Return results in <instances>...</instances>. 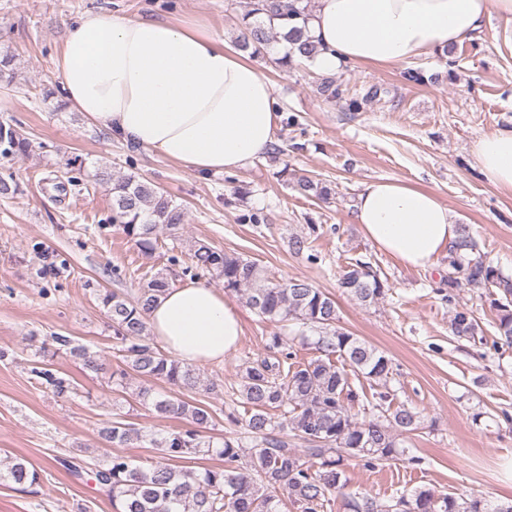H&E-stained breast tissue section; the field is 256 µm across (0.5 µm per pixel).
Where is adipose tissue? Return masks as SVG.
Masks as SVG:
<instances>
[{"label":"adipose tissue","mask_w":512,"mask_h":512,"mask_svg":"<svg viewBox=\"0 0 512 512\" xmlns=\"http://www.w3.org/2000/svg\"><path fill=\"white\" fill-rule=\"evenodd\" d=\"M492 13L512 21V0H313L309 31L321 50L310 65L319 72L345 62L402 66L470 40ZM58 68L69 104L100 131L197 173L242 169L275 140L271 82L194 20L85 15ZM471 154L488 184L512 190V128L478 137ZM352 221L410 270L457 236L437 193L399 179L366 184ZM148 326L185 364L223 361L243 334L236 307L200 282L168 289Z\"/></svg>","instance_id":"ef3b65f1"}]
</instances>
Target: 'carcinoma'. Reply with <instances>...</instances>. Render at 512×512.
Listing matches in <instances>:
<instances>
[{
    "label": "carcinoma",
    "instance_id": "obj_1",
    "mask_svg": "<svg viewBox=\"0 0 512 512\" xmlns=\"http://www.w3.org/2000/svg\"><path fill=\"white\" fill-rule=\"evenodd\" d=\"M249 22L242 32V48L261 51L284 40L290 44L282 63L308 60L318 50L308 34V0H250ZM33 144L21 127L0 123V156L25 155ZM112 194V222L122 228L143 251L155 250L158 230L172 240L169 263L182 265V274L192 279L211 275L223 282L224 291L235 293L258 316L271 322L294 321L316 333L313 342L318 356L307 363L297 355L288 337L275 331L268 337V355L247 358L242 363L241 396L250 408L241 418L232 410L225 417L243 425L244 439L253 452L245 453L242 442L226 438L214 446L209 430L223 409L186 399L200 384V372L161 350L149 336L147 315L159 297L170 288L167 279L153 276L139 284L132 295L98 290L96 298L112 322L118 363L110 374L112 385L124 387L129 372L147 382L162 381L177 388L172 395L159 394L150 386L137 392L141 404L163 419H178L186 425L173 429L158 442L160 456L146 465L106 449L102 462L70 471L81 477L87 468L116 512H280V495L287 494L300 512H326L331 496L341 494L348 484L345 461L357 459L373 468L390 461H405L418 468L423 458L409 455L404 435L420 429V412L403 405L392 407L391 393L385 390L392 373L390 358L367 341L336 324V300L312 282L290 279L278 282L257 261L228 253L197 240L191 244L188 261L175 254L178 231L184 223L181 207L154 187L132 175L117 178L105 171L95 174ZM293 189L304 197L328 199L329 189L320 179L299 176ZM289 248L312 263L319 261L309 237L294 235ZM448 290L461 282L475 288H494L492 305L498 311L494 344L512 346V278L486 262L469 228L459 225L458 237L448 249ZM464 279H459L458 275ZM339 287L364 305L383 298L389 291L371 263L357 260L344 271ZM478 322L466 311L455 313L452 334L475 338ZM54 343L80 358L83 369L98 374L100 358L63 335ZM40 384L58 397L72 390L70 379L45 366L32 369ZM380 387L368 399L355 388L352 379ZM290 408L279 421L272 411ZM135 430L118 420L103 429L107 442L115 447L127 444ZM216 452L224 464L196 470L181 465L192 455ZM20 491L40 483V474L22 461L0 472ZM349 512H512V503L488 504L477 498L438 495L431 488L398 492L387 500L352 495Z\"/></svg>",
    "mask_w": 512,
    "mask_h": 512
}]
</instances>
